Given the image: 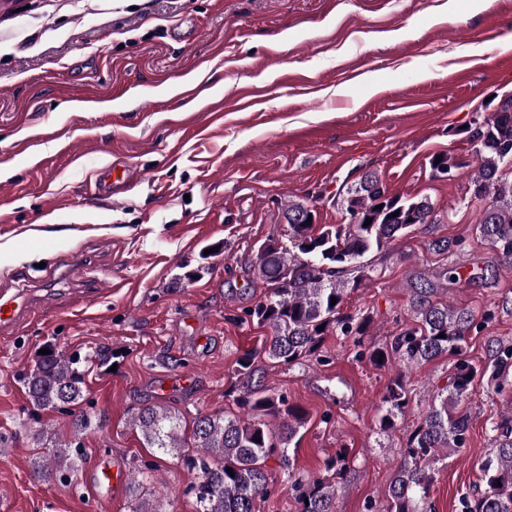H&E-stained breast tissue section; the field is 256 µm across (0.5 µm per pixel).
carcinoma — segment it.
<instances>
[{"instance_id": "carcinoma-1", "label": "carcinoma", "mask_w": 512, "mask_h": 512, "mask_svg": "<svg viewBox=\"0 0 512 512\" xmlns=\"http://www.w3.org/2000/svg\"><path fill=\"white\" fill-rule=\"evenodd\" d=\"M464 133L475 156L469 190L473 198L489 201L476 231L500 257L512 260V180L501 174L512 157V111L497 108ZM339 205L350 223L316 224L308 220L315 214L309 205L288 202L284 209L287 238H268L255 250L254 274L268 292L246 315L272 330L265 351L276 364L290 366L316 354L324 337L333 332L354 336L357 345H362L370 317L345 314L343 308L348 289L356 288L361 273L370 267L368 256L418 225L438 222L430 197L393 195L373 172L347 188ZM368 218L372 222L366 226ZM333 297L337 299L334 305ZM412 307L414 326L393 337L390 347L372 348L369 358L374 365L384 367L395 357L418 364L445 353L458 360L448 384L437 393L436 403L409 435L380 512H418L417 504L429 498L433 484L430 463L463 448L471 424L470 414L459 406L476 376L473 365L463 357V343L473 327L472 313L433 302L422 289L416 292ZM321 325L324 329L317 330ZM78 363L54 347L41 355L24 378L32 406L50 410L77 405L85 377ZM489 367L497 376L508 374L512 346L501 345L493 351ZM236 401L244 414H200L188 439L182 436L180 416L163 405L146 407L133 418L148 447L181 459L195 473L186 493L195 499L197 512H255L256 496L270 485L265 462L276 454L282 469H294L288 448L307 423L305 411L273 389L259 386L246 389ZM383 403L379 428L387 432L394 429L397 416L408 404L402 376L391 381ZM494 442L493 452L479 464L484 490L464 498L462 512H512V425L503 423ZM81 451L78 446L72 451L67 447L57 450L35 467L46 478L55 475L63 483L70 482L76 472L75 457ZM327 467L334 475L295 483L299 512H335L336 476L344 473L346 456L337 454ZM152 471L146 465L133 476L131 512H160L142 495Z\"/></svg>"}]
</instances>
